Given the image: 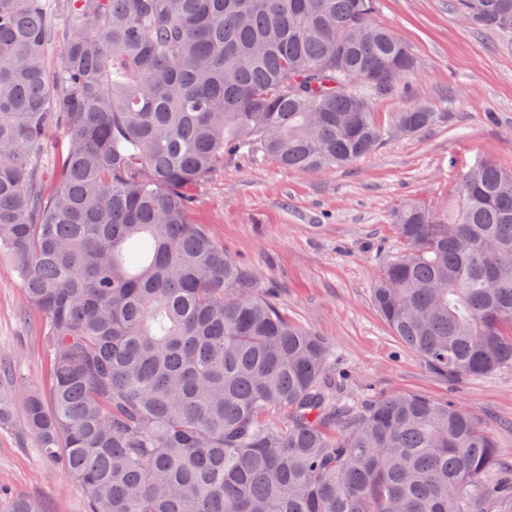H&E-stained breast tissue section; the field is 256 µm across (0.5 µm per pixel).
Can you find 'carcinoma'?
<instances>
[{
	"label": "carcinoma",
	"mask_w": 512,
	"mask_h": 512,
	"mask_svg": "<svg viewBox=\"0 0 512 512\" xmlns=\"http://www.w3.org/2000/svg\"><path fill=\"white\" fill-rule=\"evenodd\" d=\"M376 0H0V250L48 355L23 393L89 512H512L492 437L453 400L336 404L329 347L253 292L191 218L216 166L328 171L391 132L372 101L417 66ZM72 30L55 70L48 7ZM512 35V0H457ZM68 149L41 178L50 133ZM373 300L435 372L512 365V168L459 174L446 212L393 213ZM15 397L0 393V428Z\"/></svg>",
	"instance_id": "1"
}]
</instances>
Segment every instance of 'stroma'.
<instances>
[{"label": "stroma", "instance_id": "35a3bbf8", "mask_svg": "<svg viewBox=\"0 0 512 512\" xmlns=\"http://www.w3.org/2000/svg\"><path fill=\"white\" fill-rule=\"evenodd\" d=\"M376 24L400 37L419 64L378 99L380 121L425 102L442 122L396 134L373 153L324 172L283 169L240 154L195 187V223L257 281L288 322L329 344L327 376L356 401L424 393L468 407L512 464V366L448 380L394 336L372 300L384 260L401 249L389 216L420 203L447 207L462 171L490 159L512 167V36L474 27L452 0H377ZM47 389V360L12 260L0 253V389ZM23 405L0 428V512L18 497L44 512H86L85 491L46 459L24 427Z\"/></svg>", "mask_w": 512, "mask_h": 512}]
</instances>
